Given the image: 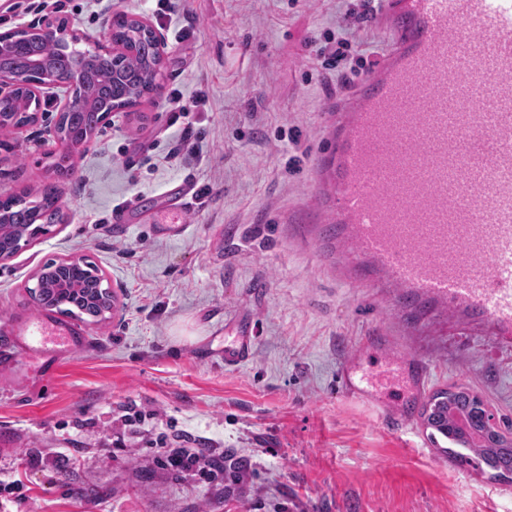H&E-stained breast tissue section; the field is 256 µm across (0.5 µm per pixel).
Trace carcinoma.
Returning a JSON list of instances; mask_svg holds the SVG:
<instances>
[{"label":"carcinoma","instance_id":"1","mask_svg":"<svg viewBox=\"0 0 512 512\" xmlns=\"http://www.w3.org/2000/svg\"><path fill=\"white\" fill-rule=\"evenodd\" d=\"M113 36L130 46L126 53L101 51L86 56L75 47L77 37L67 32L50 40L31 28L0 35V65L11 77L12 90L0 96V130L29 122L37 99L32 82L52 85L65 70L81 74L72 89L69 104L59 116L55 132L67 151L50 163L54 181L36 193L24 189L0 200V230L3 237L19 240L45 226L65 223L61 183L73 173L72 151L85 143L102 125L104 117L135 105L148 94L156 78L155 50L151 34L138 20L124 14L112 18ZM430 437L441 435L461 441L463 451L446 453L459 466H486L494 476L512 474V436L473 406V393L466 388L446 390L434 396L421 412Z\"/></svg>","mask_w":512,"mask_h":512}]
</instances>
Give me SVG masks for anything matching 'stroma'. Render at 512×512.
Returning a JSON list of instances; mask_svg holds the SVG:
<instances>
[{"label": "stroma", "mask_w": 512, "mask_h": 512, "mask_svg": "<svg viewBox=\"0 0 512 512\" xmlns=\"http://www.w3.org/2000/svg\"><path fill=\"white\" fill-rule=\"evenodd\" d=\"M360 2L175 0L161 17L155 0H66L76 33L105 38L123 11L158 30L167 55L159 90L76 153L65 223L0 262V337L34 312L28 289L47 263L85 255L114 292L86 351L54 379L32 383L25 363L0 376V432L12 439L0 471L24 484L6 512H512V482L451 464L422 421L405 429L342 394L340 360L388 326L386 308L289 231L312 203L337 102L317 49ZM51 14L44 0H0V33ZM174 91L206 104L178 116ZM39 97L36 125L0 131V198L42 184L61 149L67 94L43 85ZM181 182L205 195L177 229L167 192ZM241 315L256 324L251 357L228 367L224 325ZM410 348L431 391L467 387L512 423V348L430 312ZM188 432L223 449V473L154 467L156 449L182 447ZM244 462L245 487L233 480Z\"/></svg>", "instance_id": "obj_1"}]
</instances>
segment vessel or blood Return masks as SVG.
<instances>
[{
	"label": "vessel or blood",
	"instance_id": "obj_1",
	"mask_svg": "<svg viewBox=\"0 0 512 512\" xmlns=\"http://www.w3.org/2000/svg\"><path fill=\"white\" fill-rule=\"evenodd\" d=\"M390 47L330 123L315 159L318 208L295 232L329 246L356 289L385 287L393 329L362 338L336 373L347 397L398 392L412 425L429 394L425 361L404 352L405 318L429 305L512 342V0H382ZM251 319L224 343V363L252 351ZM81 327L32 314L0 365L85 350Z\"/></svg>",
	"mask_w": 512,
	"mask_h": 512
}]
</instances>
